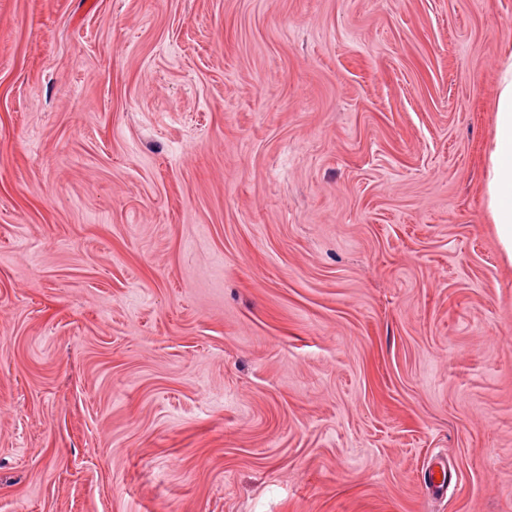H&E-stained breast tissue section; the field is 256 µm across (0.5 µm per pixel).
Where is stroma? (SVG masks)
Here are the masks:
<instances>
[{
  "instance_id": "stroma-1",
  "label": "stroma",
  "mask_w": 512,
  "mask_h": 512,
  "mask_svg": "<svg viewBox=\"0 0 512 512\" xmlns=\"http://www.w3.org/2000/svg\"><path fill=\"white\" fill-rule=\"evenodd\" d=\"M509 47L512 0H0V512H512ZM484 189L495 237L505 260L512 264V51L498 76L495 127L487 151Z\"/></svg>"
}]
</instances>
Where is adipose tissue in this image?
<instances>
[{
	"label": "adipose tissue",
	"instance_id": "ef3b65f1",
	"mask_svg": "<svg viewBox=\"0 0 512 512\" xmlns=\"http://www.w3.org/2000/svg\"><path fill=\"white\" fill-rule=\"evenodd\" d=\"M484 189L487 209L500 250L512 264V51L498 76L495 127L488 144Z\"/></svg>",
	"mask_w": 512,
	"mask_h": 512
}]
</instances>
